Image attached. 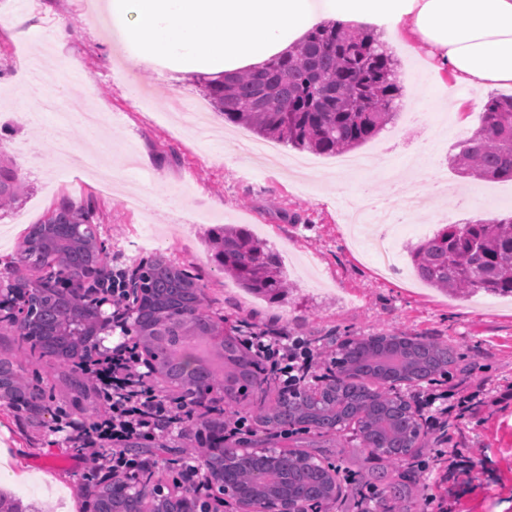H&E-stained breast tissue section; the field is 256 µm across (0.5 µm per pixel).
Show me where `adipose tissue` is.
I'll return each instance as SVG.
<instances>
[{
	"label": "adipose tissue",
	"mask_w": 512,
	"mask_h": 512,
	"mask_svg": "<svg viewBox=\"0 0 512 512\" xmlns=\"http://www.w3.org/2000/svg\"><path fill=\"white\" fill-rule=\"evenodd\" d=\"M112 45L181 80L230 75L287 52L326 20L422 55L434 83L512 86V0H104Z\"/></svg>",
	"instance_id": "ef3b65f1"
}]
</instances>
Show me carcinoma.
<instances>
[{
  "label": "carcinoma",
  "mask_w": 512,
  "mask_h": 512,
  "mask_svg": "<svg viewBox=\"0 0 512 512\" xmlns=\"http://www.w3.org/2000/svg\"><path fill=\"white\" fill-rule=\"evenodd\" d=\"M403 96L398 60L372 31L325 22L294 50L274 57L247 75L235 73L207 82L209 103L224 121L246 125L264 139L325 156L343 154L374 138L397 118ZM457 172L480 179L512 180V94H492L479 132L457 146L450 158ZM19 181L0 163V206L20 198ZM92 201L76 205L61 199L50 215L33 225L23 240L25 258L35 267L54 265L65 272L105 265L94 235L73 233L70 224H87ZM215 262L248 292L276 300L288 277L279 254L249 228L226 224L214 238ZM418 279L432 288L512 297V213L491 221L448 224L410 248ZM141 295L133 327L138 343L164 382L186 393L206 385L228 401L252 398L256 423L268 432L290 428L340 432L354 422L363 447L392 463L412 457L421 430L408 401L392 396L400 382L408 387L450 374L459 367L455 349L429 336L406 333L360 336L331 353V375L318 388L270 394L275 381L261 375L238 331L225 330L201 308L198 289L179 266L158 256L139 270ZM29 301L33 338L42 353L67 362L79 356L95 320L91 306L65 299L36 284ZM30 387L8 360H0V398L27 402ZM288 469L249 456L226 459L210 449L203 460L216 487L231 481L250 507L269 495H287L304 506L328 505L339 497V469L331 463L311 468L312 455L287 450ZM117 484L95 486V512H130L133 505L115 496ZM144 484L139 496L153 512H178L193 495Z\"/></svg>",
  "instance_id": "cac0c4a2"
}]
</instances>
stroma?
<instances>
[{
    "label": "stroma",
    "mask_w": 512,
    "mask_h": 512,
    "mask_svg": "<svg viewBox=\"0 0 512 512\" xmlns=\"http://www.w3.org/2000/svg\"><path fill=\"white\" fill-rule=\"evenodd\" d=\"M0 0V17L27 18L33 37L23 41L0 26V148L27 192L21 202L0 211V298L38 278L21 256L19 244L61 198L93 200V230L111 265L137 274L141 263L164 255L199 288L202 308L224 327L248 321L250 330L304 336L335 349L346 336L372 333L422 334L448 343L462 356L464 373L433 382L454 394L457 386L486 391L512 386V297L445 293L418 281L406 247L432 235L438 225L512 212V181L486 182L461 177L447 158L454 146L475 135L488 94H469L466 114L441 111L444 86H430L425 65L402 44L393 45L404 77L402 107L425 110L424 128L391 123L377 137L353 150L360 169L340 171L332 156L311 154L307 169H257L216 144L212 135L186 130L177 102L203 98L201 77L179 83L137 67L112 49V29L101 0ZM67 23L72 36L52 45L55 64L46 70L40 91L29 83L27 59L32 40ZM58 100L85 97L113 114L108 131L114 151L135 145L112 193L100 195L90 173L67 169L56 158L40 119L43 95ZM408 186L425 205L406 216L393 238L397 261L381 266L352 238L347 205L369 198L390 212L399 203L393 185ZM140 194L139 210L125 195ZM243 224L280 254L290 288L283 303H269L225 278L212 261L204 230ZM17 360L19 374L53 400L38 423L27 409L0 401V454L15 478L7 488L23 512L51 506L53 512H84V470L76 450L53 430L57 409L83 420L99 404L95 390L79 394L72 380L82 373L40 357L13 321L0 317V356ZM424 440L405 463L391 465L359 446L356 425L338 434L290 431L274 437L252 435L256 446L302 449L318 460L340 465L352 482L343 496L383 497L388 485L407 488L412 500L434 495L442 512H512V400L486 404L445 425L429 426L418 411ZM449 453L480 449L468 485L452 480ZM434 468L437 479L423 487L419 464Z\"/></svg>",
    "instance_id": "obj_1"
}]
</instances>
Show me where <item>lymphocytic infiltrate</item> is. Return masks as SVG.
Segmentation results:
<instances>
[{
    "instance_id": "1",
    "label": "lymphocytic infiltrate",
    "mask_w": 512,
    "mask_h": 512,
    "mask_svg": "<svg viewBox=\"0 0 512 512\" xmlns=\"http://www.w3.org/2000/svg\"><path fill=\"white\" fill-rule=\"evenodd\" d=\"M243 343L284 390L317 379L324 363L323 350L301 336L262 332L244 337ZM80 368L94 381L101 401L97 415L80 425L75 439L77 457L85 465L88 480L107 474L116 482L130 481L148 469L145 459L129 451L130 442L176 441L181 445L182 482L198 494L209 495L212 486L202 479L196 462L205 448L218 444L219 439L195 429L201 415L196 397L162 394L130 335L111 353L82 361Z\"/></svg>"
}]
</instances>
